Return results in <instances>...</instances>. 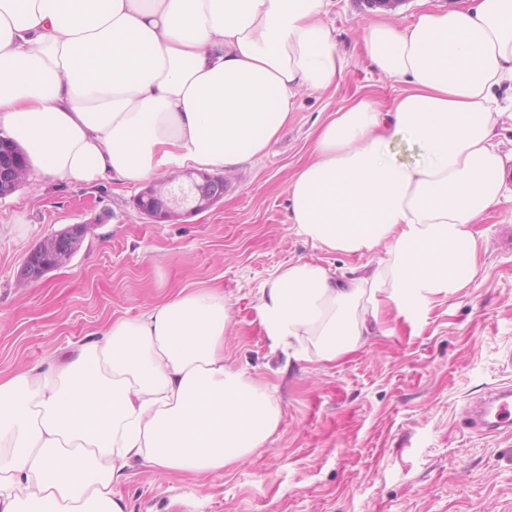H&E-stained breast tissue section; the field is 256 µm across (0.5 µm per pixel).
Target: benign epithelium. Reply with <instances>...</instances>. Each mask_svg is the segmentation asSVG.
<instances>
[{"label":"benign epithelium","mask_w":512,"mask_h":512,"mask_svg":"<svg viewBox=\"0 0 512 512\" xmlns=\"http://www.w3.org/2000/svg\"><path fill=\"white\" fill-rule=\"evenodd\" d=\"M22 185L14 148L0 139V194L5 196ZM226 188L222 176L189 172L185 181L170 184L163 191L153 185L145 187L136 198V206L153 222L170 223L185 213L208 210L223 200ZM87 230L85 224H70L55 232L46 244L34 247L19 268V279L38 281L49 271L68 264Z\"/></svg>","instance_id":"obj_1"}]
</instances>
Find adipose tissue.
<instances>
[{
	"label": "adipose tissue",
	"mask_w": 512,
	"mask_h": 512,
	"mask_svg": "<svg viewBox=\"0 0 512 512\" xmlns=\"http://www.w3.org/2000/svg\"><path fill=\"white\" fill-rule=\"evenodd\" d=\"M331 0H0V130L44 181L137 185L192 167L260 159L301 90H326L344 59ZM376 8L372 65L405 89L389 111L367 95L316 131L292 177L296 234L373 267L334 276L280 267L252 298L288 362H331L375 335L384 308L425 314L468 287L476 219L512 203V0L421 9L396 26ZM231 304L181 289L133 318L0 377V512H125L133 465L208 475L266 446L273 389L227 364Z\"/></svg>",
	"instance_id": "adipose-tissue-1"
}]
</instances>
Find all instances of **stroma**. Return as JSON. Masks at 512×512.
I'll return each instance as SVG.
<instances>
[{
    "instance_id": "obj_1",
    "label": "stroma",
    "mask_w": 512,
    "mask_h": 512,
    "mask_svg": "<svg viewBox=\"0 0 512 512\" xmlns=\"http://www.w3.org/2000/svg\"><path fill=\"white\" fill-rule=\"evenodd\" d=\"M370 18L368 0H331L341 80L302 91L287 127L260 160L228 173L223 201L208 211L153 224L135 206L138 187L33 175L0 201L1 376L177 289L212 287L233 309L226 359L274 388L282 406L266 447L233 468L200 480L133 468L119 487L126 512H512V432L466 424L476 401L512 386L511 205L476 224L484 247L470 286L434 297L421 318L386 313L382 333L336 361L287 365L250 305L288 263L342 275L384 256L327 251L287 221L288 184L317 127L355 95L387 105L403 91L359 40ZM69 224L89 227L71 261L20 281L28 250Z\"/></svg>"
}]
</instances>
